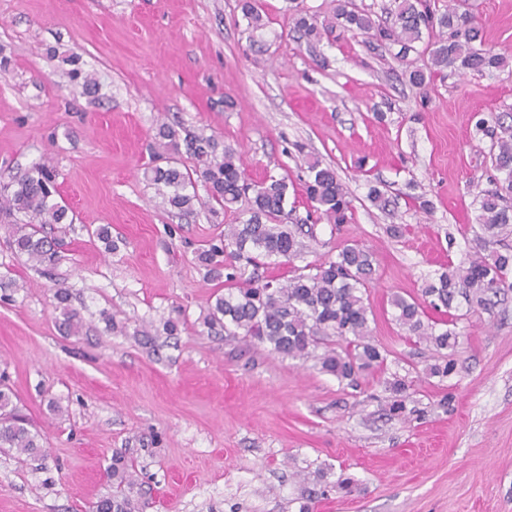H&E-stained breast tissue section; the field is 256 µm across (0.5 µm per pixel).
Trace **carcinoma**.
<instances>
[{"instance_id": "carcinoma-1", "label": "carcinoma", "mask_w": 512, "mask_h": 512, "mask_svg": "<svg viewBox=\"0 0 512 512\" xmlns=\"http://www.w3.org/2000/svg\"><path fill=\"white\" fill-rule=\"evenodd\" d=\"M248 25L254 30L265 26L255 0H239ZM294 29L307 42H318L323 33L340 31V35L364 36L372 45L400 46V53L412 50L423 32L432 35L429 70L408 72L410 84L422 88L436 76L484 75L500 70L506 58L490 49L476 47L483 42L482 28L472 16L460 11L459 5L448 4L439 10L431 0H394L389 20L377 21L373 14L351 6L349 0H336L332 18L295 14ZM68 76L81 87L84 95L98 94V83L84 71L76 59ZM477 130L489 137L493 165L501 174L498 186L481 194L477 223L488 237H498L512 229V126L500 116L489 113L476 123ZM156 153L166 156V166H154L145 176L161 194L167 205L178 212H192L198 196L188 191L195 182L204 183L207 206L218 205L224 211L248 197L249 218L239 224H228L224 234L212 240L197 255L198 262L214 279H224V293L211 306L205 324L224 329L226 336H243L249 342L292 359L315 358L320 370L336 377L351 388L358 387V377L365 371L384 373L388 370L387 353L370 337L369 315L363 289L374 279V254L358 244H347L336 255L314 265L313 272L299 273L283 282L262 279L258 269L268 264L289 263L302 257L306 250L302 226L294 228L281 223L288 201V183L284 178L268 176L258 182L246 177L241 154L230 146H220L212 135L181 136L174 126L161 123L154 135ZM195 160L192 168L180 160L181 154ZM307 199L329 224H347L353 206L349 194L336 171L317 159L308 162L304 182ZM60 196L57 174L46 163L30 169L12 184V190L0 198V209L23 217L20 224L10 225L11 246L26 257L32 266L45 272L56 265L64 238L72 230L68 207L57 201ZM252 268L246 273V268ZM511 252H492L471 257L436 273L426 281L422 296L436 311H444L448 319L426 317L421 304L401 296L391 299L395 321L408 335L422 340L439 352L434 363L425 369L427 375L441 380L456 372L452 357L459 344L453 329L456 317L452 310L458 299L470 307L490 310L492 298L512 290L509 271ZM56 300L60 310L59 330L77 335L83 327L80 313L71 306L68 289L58 288ZM412 382L392 374L384 380V406L387 414L400 421L419 420L424 410L411 395ZM0 449L14 450L35 458L43 452L38 433L27 427L16 412L12 392L0 383ZM135 467L125 456L115 455L109 466L112 494L99 499L93 512H143V504L135 498Z\"/></svg>"}]
</instances>
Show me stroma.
Masks as SVG:
<instances>
[{"label": "stroma", "instance_id": "1", "mask_svg": "<svg viewBox=\"0 0 512 512\" xmlns=\"http://www.w3.org/2000/svg\"><path fill=\"white\" fill-rule=\"evenodd\" d=\"M256 4L257 32L238 0H0V190L47 162L75 214L48 278L10 249L0 213V373L45 450L40 462L0 453V512H92L112 491L116 454L134 460L145 512H512V291L493 312L458 319L457 369L444 381L425 375L434 352L390 305L420 298L448 262L512 249V235L477 226V196L497 172L475 126L491 112L512 124V0L465 2L508 66L422 89L403 73L429 66L425 43L403 58L359 37L309 43L290 5L323 19L335 0ZM73 53L96 97L70 83ZM163 120L241 152L249 178H286L288 224L312 229L294 266L346 244L374 252L370 335L389 351L388 371L412 380L423 420L385 416L383 374L348 388L205 326L224 287L196 253L247 219L248 204L171 210L143 176ZM312 157L351 194L350 223L328 224L307 201ZM373 185L389 210L368 200ZM393 224L404 235L391 236ZM102 225L113 251L91 234ZM291 267L267 273L284 280ZM60 287L84 318L80 335L58 329ZM343 475L356 481L347 495L336 490Z\"/></svg>", "mask_w": 512, "mask_h": 512}]
</instances>
